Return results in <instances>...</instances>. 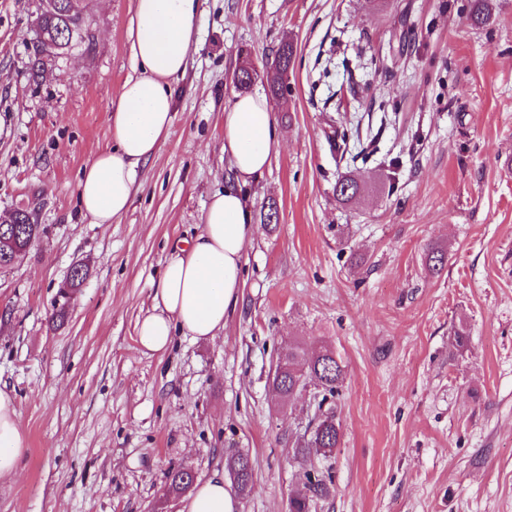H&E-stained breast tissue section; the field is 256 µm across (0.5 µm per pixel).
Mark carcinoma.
I'll list each match as a JSON object with an SVG mask.
<instances>
[{"label":"carcinoma","instance_id":"1","mask_svg":"<svg viewBox=\"0 0 512 512\" xmlns=\"http://www.w3.org/2000/svg\"><path fill=\"white\" fill-rule=\"evenodd\" d=\"M50 9H40L35 18L37 32L33 38V56L29 67V79L38 82L48 66L71 53L68 43L70 27L84 22L73 11L74 0H53ZM294 59L293 43L283 44L272 67L266 70L268 91L274 97L281 96L287 90L286 81L281 72L290 67ZM357 178L348 175L336 182V198L340 201L352 200L360 191ZM16 229L0 231V266H9L16 262V254L28 252L39 235V226L32 223V215L26 209L14 211ZM346 372L342 361L331 350L308 354L300 345L288 347L282 362L273 377V388L283 399L293 398L297 392L312 384L323 392L322 399L339 395ZM307 435L297 441L292 448L295 460H307L314 453H331L341 441V428L336 422L334 409H323L318 403V414L306 428ZM229 472L237 474L236 485L241 492H248L254 486L253 466L250 460H242V455H233L227 459ZM193 484L191 474L185 469L171 468L167 472L165 485L170 494H181ZM333 476L331 471H316L308 476L303 489L295 492L290 501L294 512H311L315 504L331 495Z\"/></svg>","mask_w":512,"mask_h":512}]
</instances>
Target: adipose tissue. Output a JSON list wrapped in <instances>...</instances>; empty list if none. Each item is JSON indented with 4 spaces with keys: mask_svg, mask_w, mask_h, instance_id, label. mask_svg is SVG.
Segmentation results:
<instances>
[{
    "mask_svg": "<svg viewBox=\"0 0 512 512\" xmlns=\"http://www.w3.org/2000/svg\"><path fill=\"white\" fill-rule=\"evenodd\" d=\"M197 24L196 0H135L131 50L141 72L124 82L109 115L112 146L92 155L78 184L79 205L91 223H112L128 210L140 166L169 136L170 83L187 69ZM275 125L262 95H241L225 107L224 155L234 178L210 200L200 233L167 259L153 311L137 323L146 351H167L178 329L196 341L215 339L234 312L244 284V252L256 232L245 188L270 164ZM26 446L15 400L0 389V480L17 474ZM234 510L217 473L193 486L180 512Z\"/></svg>",
    "mask_w": 512,
    "mask_h": 512,
    "instance_id": "ef3b65f1",
    "label": "adipose tissue"
}]
</instances>
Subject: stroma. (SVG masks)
<instances>
[{
  "label": "stroma",
  "mask_w": 512,
  "mask_h": 512,
  "mask_svg": "<svg viewBox=\"0 0 512 512\" xmlns=\"http://www.w3.org/2000/svg\"><path fill=\"white\" fill-rule=\"evenodd\" d=\"M40 3L0 0V217L25 208L40 226L0 269V388L28 440L0 512H179L167 470L203 480L238 453L254 488L235 512H286L325 465L316 512H512V0H491L483 25L474 0H197L171 132L104 225L81 214L78 183L135 72L134 0H90L92 50L34 83ZM288 41L236 309L215 340L147 352L136 324L161 268L231 175L233 73ZM347 170L364 188L343 204ZM78 264L87 276L62 297ZM292 342L346 367L328 459L291 457L317 410L314 388H272Z\"/></svg>",
  "instance_id": "stroma-1"
}]
</instances>
